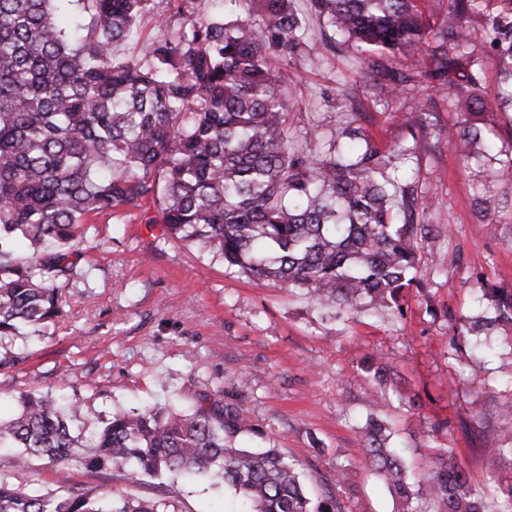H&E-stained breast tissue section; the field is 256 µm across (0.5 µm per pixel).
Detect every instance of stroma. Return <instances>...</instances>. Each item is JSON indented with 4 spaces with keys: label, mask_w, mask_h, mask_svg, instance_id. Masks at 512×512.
Instances as JSON below:
<instances>
[{
    "label": "stroma",
    "mask_w": 512,
    "mask_h": 512,
    "mask_svg": "<svg viewBox=\"0 0 512 512\" xmlns=\"http://www.w3.org/2000/svg\"><path fill=\"white\" fill-rule=\"evenodd\" d=\"M362 56L313 41L292 60L285 89L288 126L300 137L311 127L329 135L341 85L357 94L362 127L380 146L412 144L419 188L431 203L427 220L450 232L426 239L418 276L422 288L402 293L403 312L364 310L336 321L303 292L258 283L197 253L155 223L144 206L84 224L80 274L63 290L58 316L30 335L0 342L17 355L0 367V417L19 409L25 393L57 396L80 408L79 428L92 429L116 411L156 403L179 411L203 399L233 402L257 433L235 446L264 444L298 462L313 497H335L341 512H402L381 478L369 471L360 427L383 416L412 480L436 454L456 451L473 487L491 494L490 477L512 481V457L491 458V443L512 431V341L472 343L462 320L485 302L474 283L484 277L512 288V244L491 234L476 215L470 174L447 142L411 133L403 114L436 103L443 124L458 115L427 79L403 95L369 88ZM382 359L394 383L367 384L362 359ZM351 467L336 487L337 464ZM0 472L42 488L126 487L124 472L73 464ZM139 497H165L179 512H234L237 498L206 480L143 478Z\"/></svg>",
    "instance_id": "stroma-1"
}]
</instances>
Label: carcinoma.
Listing matches in <instances>:
<instances>
[{"mask_svg":"<svg viewBox=\"0 0 512 512\" xmlns=\"http://www.w3.org/2000/svg\"><path fill=\"white\" fill-rule=\"evenodd\" d=\"M0 0V342L57 316L60 289L77 276L82 226L119 208L151 203L153 222L199 253L257 282L300 289L334 311L401 310L415 280L420 243L447 227L426 223L409 147L380 148L362 132L344 88L329 139L313 127L288 135V65L310 48L294 0ZM310 0L331 29L332 49L369 54L372 86L398 94L433 80L458 121L447 127L423 106L405 117L458 153L484 223L512 244V0ZM154 16L171 34L142 57L118 47ZM499 60L497 111L478 112L486 52ZM401 55L414 69L398 70ZM489 315L468 332L512 337V289L478 280ZM369 383L387 366L366 359ZM0 421V450L13 468L34 460L142 477H206L234 491L246 512H340L313 503L300 464L275 448L250 451L229 438L248 430L234 403L190 414L145 405L74 433L79 408L24 394ZM385 420L361 427L366 462L384 476L404 512H488L446 448L424 483L410 482ZM0 512H178L133 490L62 485L31 491L0 474Z\"/></svg>","mask_w":512,"mask_h":512,"instance_id":"1","label":"carcinoma"}]
</instances>
